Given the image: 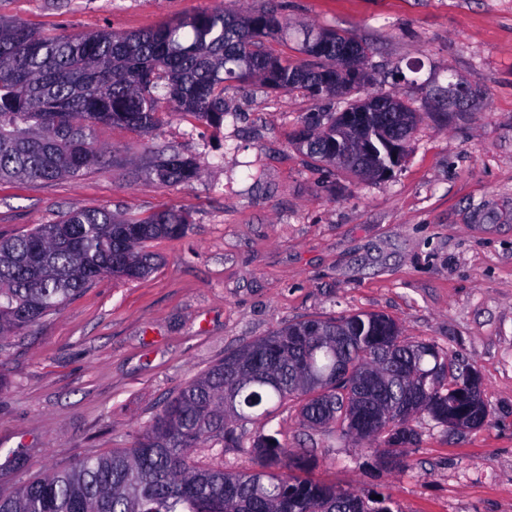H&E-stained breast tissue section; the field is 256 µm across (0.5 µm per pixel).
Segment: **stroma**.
Masks as SVG:
<instances>
[{"label":"stroma","instance_id":"35a3bbf8","mask_svg":"<svg viewBox=\"0 0 512 512\" xmlns=\"http://www.w3.org/2000/svg\"><path fill=\"white\" fill-rule=\"evenodd\" d=\"M219 3H282L293 23L367 44L372 90L418 114L406 156L383 180L330 175L294 136L338 100L232 81L223 125L165 114L147 132L103 126L106 160L83 176L0 181L4 236L85 204L127 217L173 209L187 223L151 244L162 264L149 277H102L0 339V494L132 447L163 401L226 352L364 311L474 366L488 423L413 420L420 441L400 471L383 465L382 442L305 426L291 407L247 424L244 441L276 435L311 454L314 477L388 495L396 512H512V0H0V15L44 34L123 33ZM453 76L481 97L451 121ZM160 153L193 159L198 179L147 176Z\"/></svg>","mask_w":512,"mask_h":512}]
</instances>
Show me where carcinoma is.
I'll list each match as a JSON object with an SVG mask.
<instances>
[{"mask_svg":"<svg viewBox=\"0 0 512 512\" xmlns=\"http://www.w3.org/2000/svg\"><path fill=\"white\" fill-rule=\"evenodd\" d=\"M294 42V62L265 48ZM368 48L347 33L295 27L279 9L240 13L217 4L153 30L40 34L19 19H0V181L78 177L105 158L102 125L147 132L167 108L211 125L228 112L224 83L256 79L274 91L303 90L313 98L336 80V43ZM339 112H312L303 121L319 133L307 155L320 161ZM149 174L188 184L194 163L179 155L155 161ZM181 213L118 217L97 206L68 212L55 224L0 238V338L60 309L101 276L139 280L159 266L148 244L185 230ZM387 359L427 377L419 414L448 426L466 406L470 367L455 366L431 343H412L388 316L354 312L296 321L230 351L166 399L134 445L86 457L63 471L0 496V512H394L390 497H364L311 476L312 458L270 436L251 445L254 467L229 471L201 464L199 448H239L243 424L292 402L309 427L335 424L360 441L382 440L390 470L409 466L406 449L419 434L410 419L364 415L367 433L351 430L347 384L310 392L300 371L324 378L336 364L368 372Z\"/></svg>","mask_w":512,"mask_h":512,"instance_id":"obj_1","label":"carcinoma"}]
</instances>
